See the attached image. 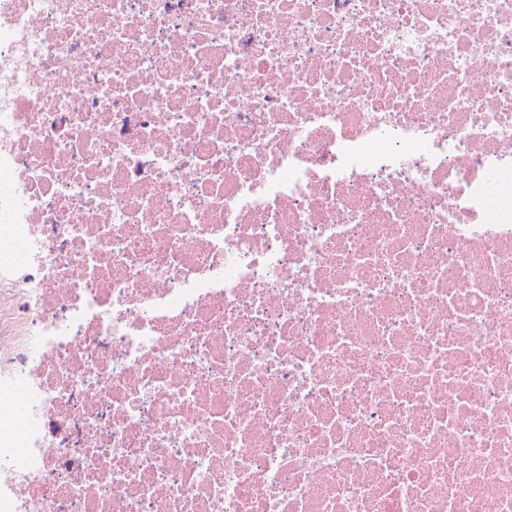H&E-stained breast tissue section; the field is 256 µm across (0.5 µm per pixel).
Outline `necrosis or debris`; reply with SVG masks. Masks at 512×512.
Wrapping results in <instances>:
<instances>
[{
  "mask_svg": "<svg viewBox=\"0 0 512 512\" xmlns=\"http://www.w3.org/2000/svg\"><path fill=\"white\" fill-rule=\"evenodd\" d=\"M0 512H512V0H0Z\"/></svg>",
  "mask_w": 512,
  "mask_h": 512,
  "instance_id": "4bbe7bcc",
  "label": "necrosis or debris"
}]
</instances>
